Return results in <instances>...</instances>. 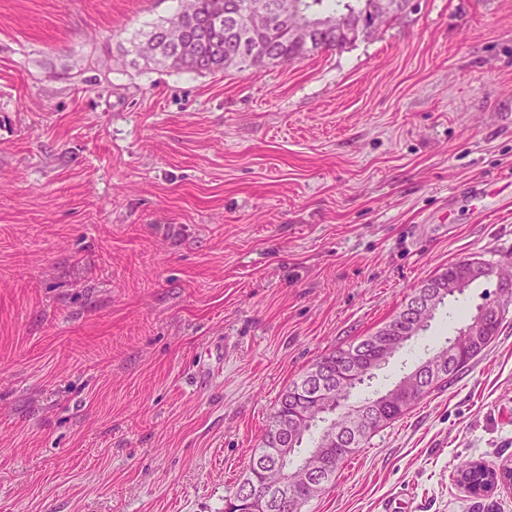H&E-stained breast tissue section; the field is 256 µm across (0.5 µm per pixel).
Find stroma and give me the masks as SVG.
<instances>
[{
    "label": "stroma",
    "mask_w": 512,
    "mask_h": 512,
    "mask_svg": "<svg viewBox=\"0 0 512 512\" xmlns=\"http://www.w3.org/2000/svg\"><path fill=\"white\" fill-rule=\"evenodd\" d=\"M413 3L204 76L137 50L178 0H0V512H224L293 380L448 264L512 268V0ZM499 298H449L358 397ZM461 458L512 463V303L303 512H512ZM501 306L498 303H493L490 306L482 309L477 319L469 324L470 330L466 332L465 336H476L473 340L472 353L465 358H458L454 355L448 357V362L445 370V376L436 377L432 380L429 379L425 382L431 388H439L442 387L445 383L452 380L456 377L460 372H462L466 367H468L469 363L474 360L479 354H481L492 342V339L497 335L499 326L503 319L502 314L500 320L491 327H488L495 323L500 315ZM488 327V328H487ZM487 328L485 331L482 329ZM432 388V389H433Z\"/></svg>",
    "instance_id": "stroma-1"
}]
</instances>
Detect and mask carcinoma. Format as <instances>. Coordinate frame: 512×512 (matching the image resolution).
Instances as JSON below:
<instances>
[{"mask_svg": "<svg viewBox=\"0 0 512 512\" xmlns=\"http://www.w3.org/2000/svg\"><path fill=\"white\" fill-rule=\"evenodd\" d=\"M181 7L172 17L155 25L145 34V42L139 45V51L146 58L165 64L175 70H187L197 74H215L229 68L243 70L259 66L265 62L291 63L305 57L318 49H336L369 36L372 31L374 0H302L315 18L325 22L326 29L314 43L308 45L292 37L289 22L273 13L268 23L253 30L242 50L232 54L229 49L228 34L235 18L242 15L248 0H180ZM184 24L186 35L193 37L200 30L205 32L204 41L190 55H176L181 42L176 31L179 24ZM261 43L269 47L266 57L256 61L250 55L251 44ZM499 324L487 328L474 337L472 353L465 358L454 355L448 357L445 376L427 381V385L439 388L462 372L469 363L481 354L497 335ZM377 333L363 336L346 346H340L321 357L330 362L338 354L352 351L365 353L372 349ZM299 381L292 382L279 398L274 411L269 417L263 437L262 446L256 450L260 459L251 461L250 467L268 472L275 478L277 469L270 456L274 447V435L279 426L287 419L293 408L299 405L300 396L295 394ZM411 406L385 403L379 408L382 416L381 426H387L401 418ZM458 475L465 479H477L482 471L481 463L461 459L456 464Z\"/></svg>", "mask_w": 512, "mask_h": 512, "instance_id": "cac0c4a2", "label": "carcinoma"}]
</instances>
